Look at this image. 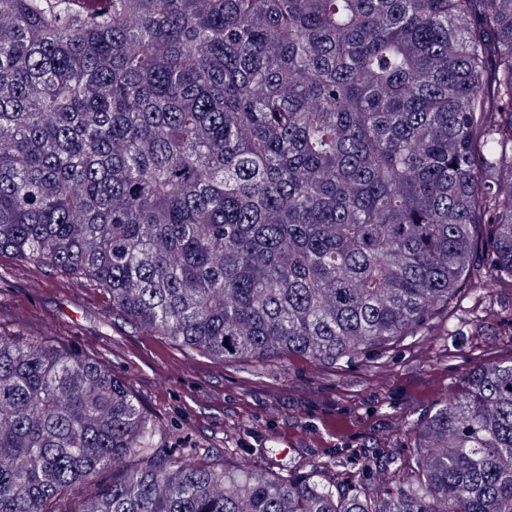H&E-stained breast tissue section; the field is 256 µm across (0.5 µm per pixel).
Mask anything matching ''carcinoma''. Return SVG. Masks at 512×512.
<instances>
[{"label":"carcinoma","instance_id":"obj_1","mask_svg":"<svg viewBox=\"0 0 512 512\" xmlns=\"http://www.w3.org/2000/svg\"><path fill=\"white\" fill-rule=\"evenodd\" d=\"M4 254L224 363L512 288V0H0ZM417 430L386 489L203 468L109 368L0 334V512H512V360Z\"/></svg>","mask_w":512,"mask_h":512}]
</instances>
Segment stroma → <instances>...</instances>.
<instances>
[{"label":"stroma","mask_w":512,"mask_h":512,"mask_svg":"<svg viewBox=\"0 0 512 512\" xmlns=\"http://www.w3.org/2000/svg\"><path fill=\"white\" fill-rule=\"evenodd\" d=\"M0 333L63 346L121 378L161 452L254 473L323 466L345 485L405 478L416 422L483 365L512 359V292L457 293L431 329L331 367L304 357L220 363L138 329L89 281L0 257Z\"/></svg>","instance_id":"1"}]
</instances>
